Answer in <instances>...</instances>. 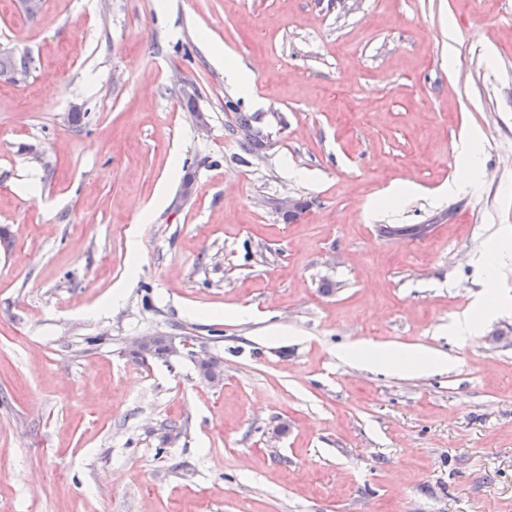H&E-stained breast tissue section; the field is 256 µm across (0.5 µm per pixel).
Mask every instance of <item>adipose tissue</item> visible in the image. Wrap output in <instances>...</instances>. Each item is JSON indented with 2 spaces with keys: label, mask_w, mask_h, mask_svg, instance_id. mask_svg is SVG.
Masks as SVG:
<instances>
[{
  "label": "adipose tissue",
  "mask_w": 512,
  "mask_h": 512,
  "mask_svg": "<svg viewBox=\"0 0 512 512\" xmlns=\"http://www.w3.org/2000/svg\"><path fill=\"white\" fill-rule=\"evenodd\" d=\"M341 358L363 366H381L390 370L424 372L446 366L439 353L417 347L387 348L372 342H356L344 347Z\"/></svg>",
  "instance_id": "ef3b65f1"
}]
</instances>
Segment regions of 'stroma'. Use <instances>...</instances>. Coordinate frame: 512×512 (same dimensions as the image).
I'll use <instances>...</instances> for the list:
<instances>
[{"instance_id":"35a3bbf8","label":"stroma","mask_w":512,"mask_h":512,"mask_svg":"<svg viewBox=\"0 0 512 512\" xmlns=\"http://www.w3.org/2000/svg\"><path fill=\"white\" fill-rule=\"evenodd\" d=\"M155 4L0 0V512H512V305L449 330L512 227V0ZM359 340L448 364L338 358ZM211 55L216 66L224 69L225 84L235 91L247 96L255 103L258 99L250 95L253 83V74L239 65L229 53L224 52L223 46L213 44ZM459 154L460 165L457 171V177L462 180H469L472 175L470 160L475 153V137L467 136L460 139L456 145Z\"/></svg>"}]
</instances>
